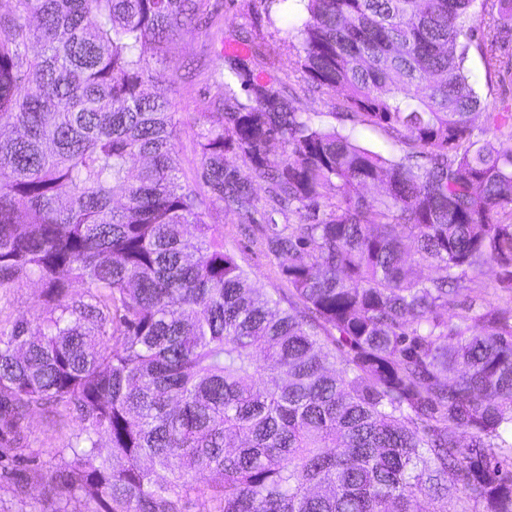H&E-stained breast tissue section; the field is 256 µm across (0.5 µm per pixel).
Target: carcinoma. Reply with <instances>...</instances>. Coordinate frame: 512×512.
<instances>
[{
    "label": "carcinoma",
    "mask_w": 512,
    "mask_h": 512,
    "mask_svg": "<svg viewBox=\"0 0 512 512\" xmlns=\"http://www.w3.org/2000/svg\"><path fill=\"white\" fill-rule=\"evenodd\" d=\"M11 2L0 288L36 281L41 313L0 329V448L37 410L82 421L60 463L4 468L15 492L38 482V512H512V307L448 312L486 266L512 290V149L485 139L512 138V109L466 68L496 70L512 0H307L298 71L402 154L318 125L246 52L192 180L144 50L165 58L209 0ZM224 211L288 295L224 250Z\"/></svg>",
    "instance_id": "carcinoma-1"
}]
</instances>
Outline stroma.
<instances>
[{"label":"stroma","instance_id":"35a3bbf8","mask_svg":"<svg viewBox=\"0 0 512 512\" xmlns=\"http://www.w3.org/2000/svg\"><path fill=\"white\" fill-rule=\"evenodd\" d=\"M216 11L208 24L184 36L177 50L165 65L166 76L173 82L168 90L174 112L181 120L178 148L187 177H194L200 163L196 146L197 127L194 123L199 113H207L210 120L221 121L220 113L210 107L217 89L210 75L215 69H228L230 60L220 54L221 40L232 30L248 31L260 51L255 62L260 68H272L278 79L289 85L295 104L301 111L316 113V121L326 127H349L357 143L382 154H399L394 144L379 128L352 125L349 118L332 116L324 97L320 96L300 74L291 68L287 56L276 57L268 52L269 46L282 44L287 30L292 29L304 14L301 0H285L280 8L268 10L266 0H211ZM469 82L482 100L512 106V83L500 81L498 76L487 74L478 57L468 63ZM218 223L224 236V247L233 252L239 263L250 274L257 287L271 295L288 291L287 282L281 277L278 264L268 257L258 236L245 231V219L232 214L220 215ZM38 288L24 283L7 290L0 289V324L15 318L38 314ZM80 428L77 416H70L58 426L48 425L44 415L33 414L27 424L29 445L25 450L31 470L49 466L58 461V453L65 448L73 434Z\"/></svg>","mask_w":512,"mask_h":512}]
</instances>
